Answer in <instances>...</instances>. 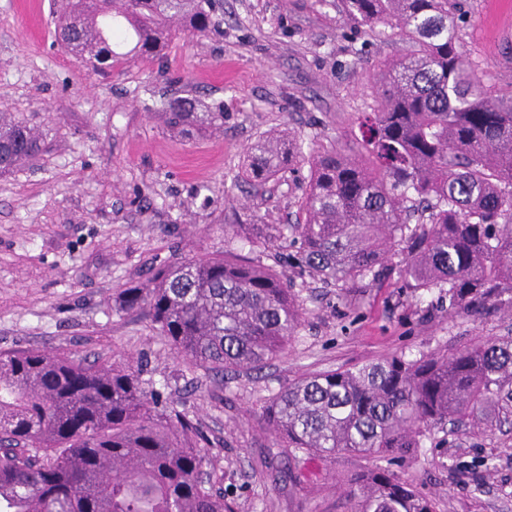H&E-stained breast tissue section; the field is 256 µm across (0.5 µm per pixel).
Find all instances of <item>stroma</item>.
Segmentation results:
<instances>
[{"label": "stroma", "mask_w": 512, "mask_h": 512, "mask_svg": "<svg viewBox=\"0 0 512 512\" xmlns=\"http://www.w3.org/2000/svg\"><path fill=\"white\" fill-rule=\"evenodd\" d=\"M54 9L0 0V113L43 132L39 154L0 175V352L141 365L204 434L202 477L233 512H350L344 481L372 459L273 456V395L315 373L512 336V309L451 316L393 281L335 288L289 271L296 336L263 368L221 378L188 367L119 293L161 265L238 253L248 225L295 223L308 163L250 183L248 147L282 132L307 153H351L407 41L355 24L341 0H224L223 35L179 34L162 57L96 74L55 42ZM456 17L464 60L512 93V0H459ZM186 84L223 106L222 127L185 137L151 111ZM391 469L436 512H512V427L444 426Z\"/></svg>", "instance_id": "obj_1"}]
</instances>
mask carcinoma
Wrapping results in <instances>:
<instances>
[{"label": "carcinoma", "mask_w": 512, "mask_h": 512, "mask_svg": "<svg viewBox=\"0 0 512 512\" xmlns=\"http://www.w3.org/2000/svg\"><path fill=\"white\" fill-rule=\"evenodd\" d=\"M374 31L410 49L387 66L378 109L352 155L311 152L288 262L301 277L356 288L397 275L448 313L512 307V94L466 64L451 0H342ZM221 0H61L54 35L92 72L129 56L161 57L177 33L207 37ZM134 41L131 53L116 48ZM159 111L176 129L214 128L224 111L179 95ZM43 134L0 114V174L35 157ZM301 148L259 138L243 178L264 182ZM421 221L411 227L414 215ZM405 261L386 265L395 249ZM177 354L216 375L280 356L300 324L291 286L250 258L216 256L156 268L121 291ZM512 416V336L415 358L393 355L301 378L267 405L282 452H338L379 464L344 480L354 512H435L380 462L422 447L446 424L491 429ZM202 433L143 386L142 370L84 364L40 349L0 353V512H231L200 477Z\"/></svg>", "instance_id": "1"}]
</instances>
